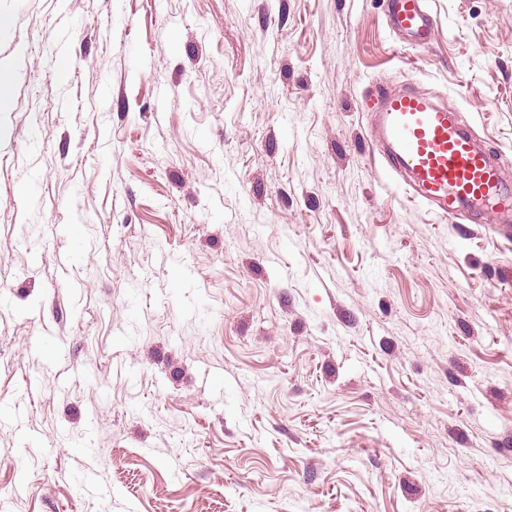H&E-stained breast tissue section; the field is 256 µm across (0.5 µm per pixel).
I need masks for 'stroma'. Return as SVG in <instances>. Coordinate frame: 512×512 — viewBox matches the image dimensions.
I'll return each mask as SVG.
<instances>
[{"label": "stroma", "mask_w": 512, "mask_h": 512, "mask_svg": "<svg viewBox=\"0 0 512 512\" xmlns=\"http://www.w3.org/2000/svg\"><path fill=\"white\" fill-rule=\"evenodd\" d=\"M0 0V512H512V219L410 203L372 82L512 176V0ZM387 23L413 48H426L435 32V19L424 0H389Z\"/></svg>", "instance_id": "35a3bbf8"}]
</instances>
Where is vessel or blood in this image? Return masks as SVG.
Instances as JSON below:
<instances>
[{
    "label": "vessel or blood",
    "instance_id": "obj_1",
    "mask_svg": "<svg viewBox=\"0 0 512 512\" xmlns=\"http://www.w3.org/2000/svg\"><path fill=\"white\" fill-rule=\"evenodd\" d=\"M387 23L418 49L430 44L436 28L424 0H389ZM369 100L370 134L387 167L402 176L409 202L427 205L448 220L512 211V183L446 106L412 85L378 84Z\"/></svg>",
    "mask_w": 512,
    "mask_h": 512
}]
</instances>
